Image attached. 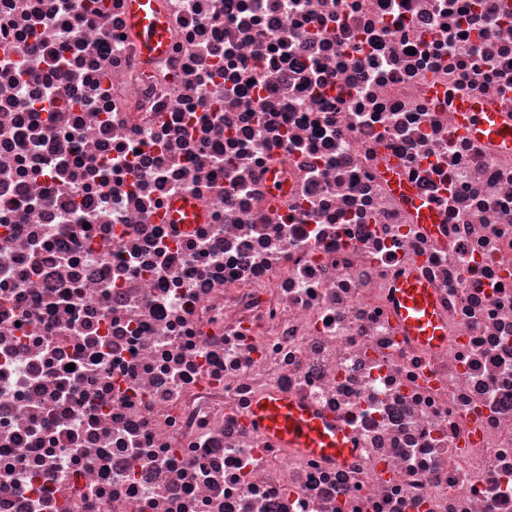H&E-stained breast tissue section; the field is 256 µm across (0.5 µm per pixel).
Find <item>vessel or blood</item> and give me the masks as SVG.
I'll list each match as a JSON object with an SVG mask.
<instances>
[{"label": "vessel or blood", "instance_id": "vessel-or-blood-1", "mask_svg": "<svg viewBox=\"0 0 512 512\" xmlns=\"http://www.w3.org/2000/svg\"><path fill=\"white\" fill-rule=\"evenodd\" d=\"M128 15L144 56L151 58L162 53L166 48L167 20L160 13L157 0H128ZM455 108L462 116L467 135L494 141L502 149L512 151L511 119L469 100L457 101ZM392 187L420 223H437L436 211L409 184L397 178ZM392 297L401 335L425 348L447 343L448 329L432 285L407 273L396 281ZM251 422L280 447L333 462L344 460L353 447L345 425L286 395L259 399L252 408Z\"/></svg>", "mask_w": 512, "mask_h": 512}]
</instances>
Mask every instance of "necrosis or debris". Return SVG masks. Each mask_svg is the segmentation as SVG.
Returning a JSON list of instances; mask_svg holds the SVG:
<instances>
[{"mask_svg": "<svg viewBox=\"0 0 512 512\" xmlns=\"http://www.w3.org/2000/svg\"><path fill=\"white\" fill-rule=\"evenodd\" d=\"M87 2L0 0V512H512V152L452 107L512 116V0H159L150 59ZM392 187L406 201L421 224H438L436 211L423 198L418 196L409 184L396 178L393 180ZM200 221V212L196 208L192 198L186 197L174 205L171 212V222L173 224H196ZM392 297L391 305L402 336L412 338L425 348L448 342V329L432 285L413 273H406L396 281ZM251 422L281 448L329 461H343L353 448L350 431L286 395L259 399ZM293 426V429H290Z\"/></svg>", "mask_w": 512, "mask_h": 512, "instance_id": "4bbe7bcc", "label": "necrosis or debris"}]
</instances>
